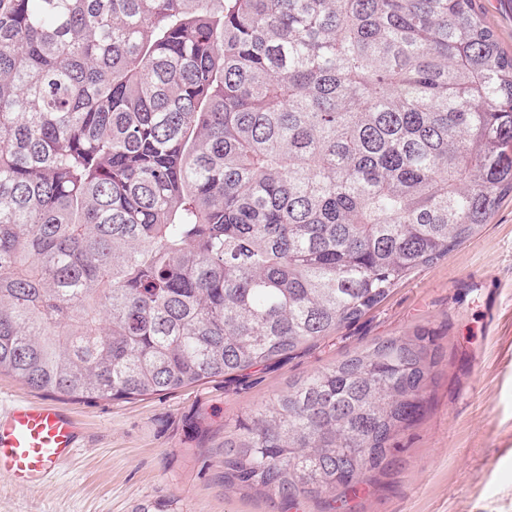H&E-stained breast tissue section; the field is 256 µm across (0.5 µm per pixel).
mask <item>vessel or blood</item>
I'll use <instances>...</instances> for the list:
<instances>
[{"mask_svg":"<svg viewBox=\"0 0 512 512\" xmlns=\"http://www.w3.org/2000/svg\"><path fill=\"white\" fill-rule=\"evenodd\" d=\"M79 438L77 421L57 406L13 401L0 408V475L40 487L73 457Z\"/></svg>","mask_w":512,"mask_h":512,"instance_id":"1","label":"vessel or blood"}]
</instances>
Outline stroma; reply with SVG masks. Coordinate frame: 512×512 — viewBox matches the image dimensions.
Returning <instances> with one entry per match:
<instances>
[{
    "mask_svg": "<svg viewBox=\"0 0 512 512\" xmlns=\"http://www.w3.org/2000/svg\"><path fill=\"white\" fill-rule=\"evenodd\" d=\"M416 331L436 350L424 413L349 512H512V198L358 322L247 377L87 404L1 374L0 400H52L78 421L83 446L40 488L0 476V512H322L314 498L225 486V433L301 377Z\"/></svg>",
    "mask_w": 512,
    "mask_h": 512,
    "instance_id": "stroma-1",
    "label": "stroma"
}]
</instances>
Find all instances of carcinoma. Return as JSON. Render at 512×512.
Segmentation results:
<instances>
[{
    "label": "carcinoma",
    "mask_w": 512,
    "mask_h": 512,
    "mask_svg": "<svg viewBox=\"0 0 512 512\" xmlns=\"http://www.w3.org/2000/svg\"><path fill=\"white\" fill-rule=\"evenodd\" d=\"M512 195L477 0H0V373L127 402L330 336ZM394 336L224 437V482L340 509L420 415Z\"/></svg>",
    "instance_id": "cac0c4a2"
}]
</instances>
